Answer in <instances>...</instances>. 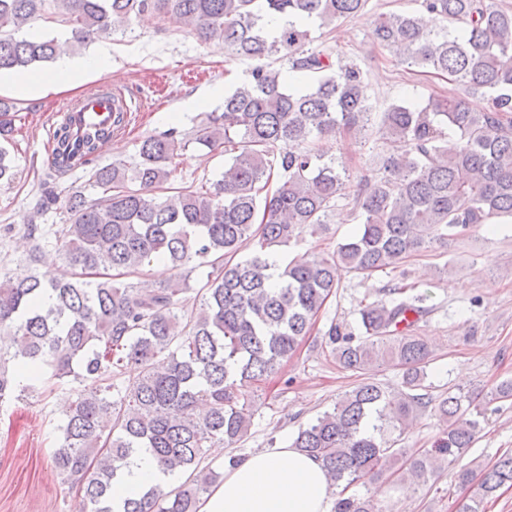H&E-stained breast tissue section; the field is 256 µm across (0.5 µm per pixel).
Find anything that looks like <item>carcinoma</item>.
<instances>
[{
    "mask_svg": "<svg viewBox=\"0 0 512 512\" xmlns=\"http://www.w3.org/2000/svg\"><path fill=\"white\" fill-rule=\"evenodd\" d=\"M366 0H0V71L125 33L141 14L173 21L201 41L220 40L252 62L247 76L180 133L140 141L130 163L93 161L113 131L86 137L88 179L69 197L55 243L65 273L22 281L0 274V406L20 386L17 366L78 384L60 425L52 461L75 492L78 512H198L221 474L205 449L230 447L251 426L248 389L276 374L308 334L345 269L370 278L448 243L459 228L512 219V10L495 0H422L448 25L426 30L418 18L382 13L378 42L401 63L434 71L463 93L405 98L378 117L360 68L313 46L311 28L333 31ZM284 17L276 32L268 19ZM70 27L67 38L34 37L38 19ZM295 72L287 83L275 62ZM480 95L485 105L475 108ZM387 152L349 193L351 175L318 146L323 138H370ZM68 123L53 135L57 163L47 184L76 163ZM195 144L231 155L210 185L171 183L176 158ZM353 196L358 232L324 256L269 258L303 232L316 235ZM163 260L172 278L147 267ZM208 267L199 308H184L190 273ZM424 296L408 294L360 307L357 324L329 325L324 336L341 368L361 376L330 410L300 427L291 446L321 461L335 486L375 484L396 463L397 480L424 482L441 461L453 466L472 447L483 413L470 396L433 401L427 386L432 349L409 334ZM401 371V390L375 381L379 366ZM438 414L445 429L430 449L397 448L409 420ZM146 450L184 481L155 486L116 504L112 483ZM512 487V453L481 470L479 493L456 512H484V501ZM334 512H383L375 496L336 499Z\"/></svg>",
    "mask_w": 512,
    "mask_h": 512,
    "instance_id": "cac0c4a2",
    "label": "carcinoma"
}]
</instances>
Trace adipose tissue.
<instances>
[{
	"mask_svg": "<svg viewBox=\"0 0 512 512\" xmlns=\"http://www.w3.org/2000/svg\"><path fill=\"white\" fill-rule=\"evenodd\" d=\"M112 49L104 45L92 55L75 59L64 55L53 68L38 75L0 72V88L32 97L67 84H76L89 72H110ZM172 474L156 459L134 457L123 476L112 485L115 502L138 497L152 486H168ZM199 512H329V492L323 465L290 444L250 454L238 465L224 469V480L201 502Z\"/></svg>",
	"mask_w": 512,
	"mask_h": 512,
	"instance_id": "ef3b65f1",
	"label": "adipose tissue"
}]
</instances>
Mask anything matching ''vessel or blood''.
I'll return each instance as SVG.
<instances>
[{
    "label": "vessel or blood",
    "mask_w": 512,
    "mask_h": 512,
    "mask_svg": "<svg viewBox=\"0 0 512 512\" xmlns=\"http://www.w3.org/2000/svg\"><path fill=\"white\" fill-rule=\"evenodd\" d=\"M62 116L79 137L99 126L124 130L131 120V107L121 88L103 83L67 103Z\"/></svg>",
    "instance_id": "1"
}]
</instances>
